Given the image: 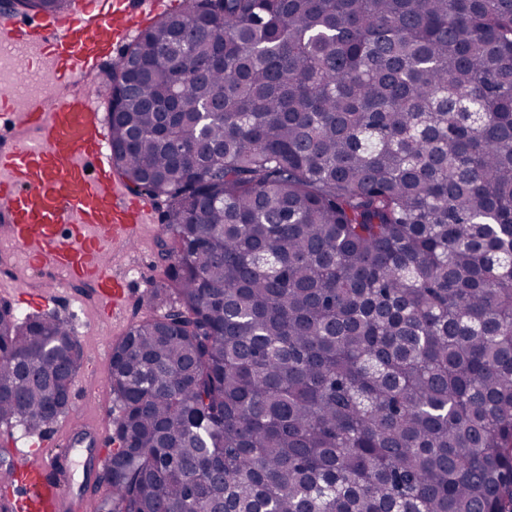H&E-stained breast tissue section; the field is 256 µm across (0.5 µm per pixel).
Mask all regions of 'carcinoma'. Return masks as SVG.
<instances>
[{"label": "carcinoma", "instance_id": "cac0c4a2", "mask_svg": "<svg viewBox=\"0 0 512 512\" xmlns=\"http://www.w3.org/2000/svg\"><path fill=\"white\" fill-rule=\"evenodd\" d=\"M120 73L165 287L90 512H512V0H186ZM83 357L0 326V426L44 432Z\"/></svg>", "mask_w": 512, "mask_h": 512}]
</instances>
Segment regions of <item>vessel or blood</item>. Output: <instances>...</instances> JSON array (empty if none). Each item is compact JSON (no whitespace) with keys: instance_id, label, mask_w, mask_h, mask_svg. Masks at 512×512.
<instances>
[{"instance_id":"b4317fda","label":"vessel or blood","mask_w":512,"mask_h":512,"mask_svg":"<svg viewBox=\"0 0 512 512\" xmlns=\"http://www.w3.org/2000/svg\"><path fill=\"white\" fill-rule=\"evenodd\" d=\"M130 17L129 0H86L78 14L0 30V43L19 55L40 50L48 59L40 94L27 100L20 117L31 138H15L0 148V214L8 237L34 268L93 283L109 302L106 314L115 316L131 283L113 273L106 256L114 246L138 240L148 209L115 179L100 102L88 92L56 103L50 95L60 74L94 71L129 40ZM17 457L27 490L18 512H74L76 505L62 488L65 467L59 459L45 457L34 465L26 452Z\"/></svg>"}]
</instances>
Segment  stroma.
Returning a JSON list of instances; mask_svg holds the SVG:
<instances>
[{"mask_svg": "<svg viewBox=\"0 0 512 512\" xmlns=\"http://www.w3.org/2000/svg\"><path fill=\"white\" fill-rule=\"evenodd\" d=\"M163 208L162 201L150 200L149 220L141 241L128 250L119 249L112 254L113 269L133 282L121 320L104 315L94 288L83 282L62 283L55 290L54 303L37 305L30 295L33 288L43 287L48 271L32 269L22 254L18 255L13 266H0V300L10 302L21 317L52 314L62 317L78 337L84 352L83 364L71 385L76 401L70 402L67 410L41 436L31 437L18 428L9 431L0 427V453L7 455L12 449L19 448L37 456L52 453L69 457L72 462L70 496L76 502L107 497L110 488L104 469L94 465L96 449L70 445L61 429L76 417L110 420L118 413L119 406L109 387H102L89 397L81 396L80 391L85 382L98 376H108L113 342L123 336L132 321L146 314L145 296L163 279V269L157 256L162 236L159 217ZM91 326L96 329L92 335L87 332Z\"/></svg>", "mask_w": 512, "mask_h": 512, "instance_id": "obj_1", "label": "stroma"}]
</instances>
